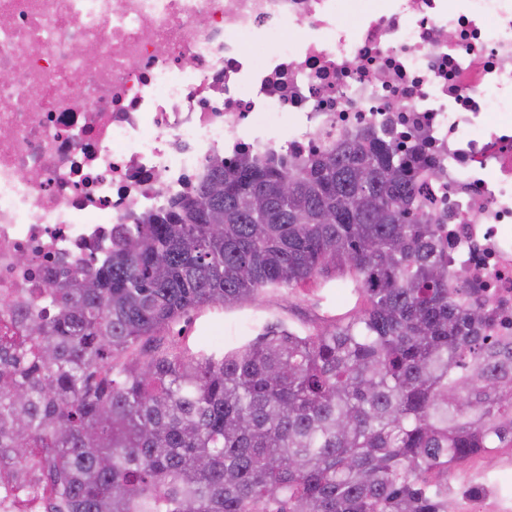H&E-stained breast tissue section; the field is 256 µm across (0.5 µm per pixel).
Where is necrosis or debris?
I'll return each instance as SVG.
<instances>
[{
  "label": "necrosis or debris",
  "mask_w": 512,
  "mask_h": 512,
  "mask_svg": "<svg viewBox=\"0 0 512 512\" xmlns=\"http://www.w3.org/2000/svg\"><path fill=\"white\" fill-rule=\"evenodd\" d=\"M0 334L215 160L375 133L512 341V0H0ZM452 512H512L474 470Z\"/></svg>",
  "instance_id": "necrosis-or-debris-1"
}]
</instances>
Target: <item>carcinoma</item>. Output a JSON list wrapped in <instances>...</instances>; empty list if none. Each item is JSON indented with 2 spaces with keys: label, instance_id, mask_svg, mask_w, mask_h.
<instances>
[{
  "label": "carcinoma",
  "instance_id": "1",
  "mask_svg": "<svg viewBox=\"0 0 512 512\" xmlns=\"http://www.w3.org/2000/svg\"><path fill=\"white\" fill-rule=\"evenodd\" d=\"M411 161L383 139L214 163L162 222L0 335V479L47 512H450L448 475L512 448V344L448 287ZM350 279L358 312L216 356L130 349L187 313Z\"/></svg>",
  "mask_w": 512,
  "mask_h": 512
}]
</instances>
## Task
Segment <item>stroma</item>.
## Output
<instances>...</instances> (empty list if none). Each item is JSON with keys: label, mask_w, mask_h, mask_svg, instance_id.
<instances>
[{"label": "stroma", "mask_w": 512, "mask_h": 512, "mask_svg": "<svg viewBox=\"0 0 512 512\" xmlns=\"http://www.w3.org/2000/svg\"><path fill=\"white\" fill-rule=\"evenodd\" d=\"M358 303L356 294L341 297L334 279L294 291L270 289L232 308L189 313L157 333L148 347L168 353L186 347L219 353L243 345L264 324L277 322L303 333L329 330L338 315L352 313Z\"/></svg>", "instance_id": "1"}]
</instances>
